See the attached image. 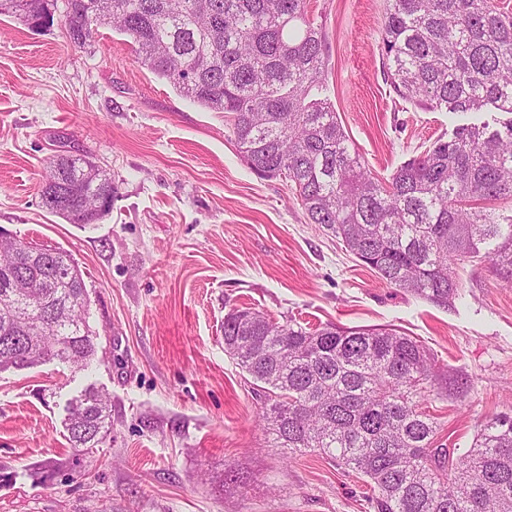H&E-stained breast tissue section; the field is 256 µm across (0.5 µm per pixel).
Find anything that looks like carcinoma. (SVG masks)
<instances>
[{
  "mask_svg": "<svg viewBox=\"0 0 512 512\" xmlns=\"http://www.w3.org/2000/svg\"><path fill=\"white\" fill-rule=\"evenodd\" d=\"M55 22L71 43L98 26L126 37L135 62L181 95L231 115L238 150L256 174L284 176L312 224L389 285L446 307L454 266L486 258L512 283V224L486 201L512 198V17L491 0H388L385 80L402 100L440 112L511 115L498 127L462 126L378 178L350 148L320 97L326 44L306 0H0V14ZM86 198H112V177L86 155L58 154L48 180ZM42 205L69 224H96L112 205L71 209L41 188ZM53 287L4 296L0 371L57 360L82 369L97 353L89 295L71 255L54 249ZM224 350L261 388L271 447L317 450L373 484L377 512H512V415L480 425L468 448L437 441L426 384L430 350L387 327L308 329L251 308L224 317ZM112 428L107 397L91 387L66 422L79 452Z\"/></svg>",
  "mask_w": 512,
  "mask_h": 512,
  "instance_id": "obj_1",
  "label": "carcinoma"
}]
</instances>
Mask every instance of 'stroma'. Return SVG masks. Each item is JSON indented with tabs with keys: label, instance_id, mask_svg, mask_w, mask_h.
Wrapping results in <instances>:
<instances>
[{
	"label": "stroma",
	"instance_id": "stroma-1",
	"mask_svg": "<svg viewBox=\"0 0 512 512\" xmlns=\"http://www.w3.org/2000/svg\"><path fill=\"white\" fill-rule=\"evenodd\" d=\"M386 0H307L326 43L323 95L374 175L389 176L460 125L390 93ZM86 154L115 186L84 227L43 207L47 163ZM0 231L68 251L84 273L98 353L0 372V512H375L364 479L319 451L270 445L263 405L224 350V317L252 308L307 327L390 326L424 344L467 391L431 395L438 440L470 447L512 414V284L464 262L443 308L393 288L309 223L285 181L245 163L224 113L142 68L100 25L85 48L60 26L0 15ZM112 431L75 453L65 422L88 387Z\"/></svg>",
	"mask_w": 512,
	"mask_h": 512
}]
</instances>
